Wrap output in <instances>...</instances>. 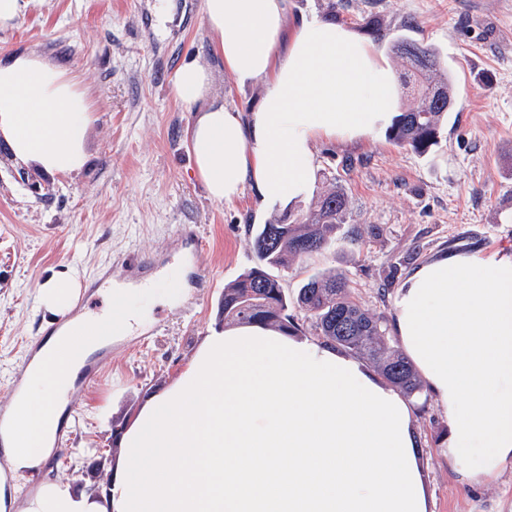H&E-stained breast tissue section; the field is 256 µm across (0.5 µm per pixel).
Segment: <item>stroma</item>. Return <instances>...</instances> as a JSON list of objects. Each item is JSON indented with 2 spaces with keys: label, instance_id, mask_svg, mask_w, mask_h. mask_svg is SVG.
<instances>
[{
  "label": "stroma",
  "instance_id": "1",
  "mask_svg": "<svg viewBox=\"0 0 512 512\" xmlns=\"http://www.w3.org/2000/svg\"><path fill=\"white\" fill-rule=\"evenodd\" d=\"M340 23L362 32L378 18L437 48L456 98L434 152L420 155L381 130L360 140L314 144V192L328 185L349 198L345 224L329 249L283 271L296 293L313 274L345 272L354 299L390 316L406 275L448 250L512 253V0H338ZM202 0H32L0 31V57L37 52L76 74L94 101L86 166L49 177L13 163L0 147V400L12 397L14 367L50 317L37 288L52 275L76 286L121 260L166 252L179 226L205 243L212 291L194 297V270L178 271L191 310L156 298L157 334L143 344L112 340L100 384L74 385L69 439L38 471L40 480L85 482L88 466L110 458L113 428L123 427L149 393L167 387L201 336L223 327L224 287L254 266L253 229L309 201L270 207L252 188L231 202L212 201L185 145L193 114L170 94V78L193 59L212 76V94L241 111L260 88H240L213 52ZM375 226L374 237L356 230ZM431 512H512V463L488 485L461 486L443 456L445 412L429 390L409 398Z\"/></svg>",
  "mask_w": 512,
  "mask_h": 512
}]
</instances>
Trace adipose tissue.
Listing matches in <instances>:
<instances>
[{
    "label": "adipose tissue",
    "mask_w": 512,
    "mask_h": 512,
    "mask_svg": "<svg viewBox=\"0 0 512 512\" xmlns=\"http://www.w3.org/2000/svg\"><path fill=\"white\" fill-rule=\"evenodd\" d=\"M289 0H203L213 51L242 112L211 95L210 71L181 64L171 91L193 110L186 148L217 202L252 187L306 198L321 138L355 140L399 107L392 65L350 29L316 17L288 32ZM93 120L80 79L27 52L0 58V142L49 176L87 164ZM391 325L448 417L461 485L512 461V253H444L408 273ZM100 493L42 484L22 512H430L411 408L357 359L258 324L203 336L115 441Z\"/></svg>",
    "instance_id": "ef3b65f1"
}]
</instances>
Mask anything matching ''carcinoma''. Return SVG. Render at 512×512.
I'll use <instances>...</instances> for the list:
<instances>
[{"label":"carcinoma","mask_w":512,"mask_h":512,"mask_svg":"<svg viewBox=\"0 0 512 512\" xmlns=\"http://www.w3.org/2000/svg\"><path fill=\"white\" fill-rule=\"evenodd\" d=\"M390 45L408 59L407 78L417 91V100L410 110L400 113L388 136L427 154L439 144L454 106V81L442 72L441 57L433 46L405 35L390 37ZM348 207L347 194L335 186L321 193L305 214L286 223L256 227L257 262L224 288V325L263 323L291 335L308 327L324 342L370 360L389 384L413 396L421 384L412 364L391 345L385 317L368 312L353 300L345 273L311 276L293 297L285 291L282 277L272 273L330 245L339 226L346 223ZM292 308L304 313V321L289 313Z\"/></svg>","instance_id":"1"}]
</instances>
